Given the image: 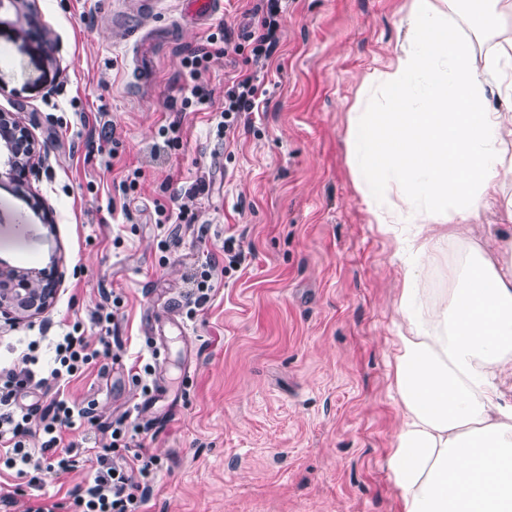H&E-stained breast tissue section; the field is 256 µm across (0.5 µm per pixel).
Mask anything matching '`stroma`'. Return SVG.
<instances>
[{"label":"stroma","instance_id":"35a3bbf8","mask_svg":"<svg viewBox=\"0 0 512 512\" xmlns=\"http://www.w3.org/2000/svg\"><path fill=\"white\" fill-rule=\"evenodd\" d=\"M410 4L288 0L282 70L230 140L218 112L249 51L210 61L200 111L182 105L184 60L221 24L248 28L254 0H221L202 26L183 19L182 0H37L33 25L0 11V112L49 163L24 185L0 173V267L59 279L46 312L0 322V368L42 331L75 324L97 344L93 315L120 299L114 358L59 391L96 401L90 432L103 445L140 396L144 364L177 387L171 420L136 418L162 461L145 512H402L388 469L402 280L355 188L345 132L366 78L394 60ZM510 197L512 179L480 223L439 244L424 303L470 240L506 231ZM229 236L253 251L231 274ZM210 258V299L195 311L188 276Z\"/></svg>","mask_w":512,"mask_h":512}]
</instances>
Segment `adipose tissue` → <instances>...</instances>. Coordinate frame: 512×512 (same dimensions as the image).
Returning <instances> with one entry per match:
<instances>
[{
	"instance_id": "obj_1",
	"label": "adipose tissue",
	"mask_w": 512,
	"mask_h": 512,
	"mask_svg": "<svg viewBox=\"0 0 512 512\" xmlns=\"http://www.w3.org/2000/svg\"><path fill=\"white\" fill-rule=\"evenodd\" d=\"M512 0H412L408 35L348 116L354 183L391 235L403 288L388 468L403 512H512V237L472 243L423 311V260L476 223L512 177V39L478 56ZM504 94L507 111L488 105Z\"/></svg>"
}]
</instances>
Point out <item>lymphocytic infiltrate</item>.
<instances>
[{
    "label": "lymphocytic infiltrate",
    "mask_w": 512,
    "mask_h": 512,
    "mask_svg": "<svg viewBox=\"0 0 512 512\" xmlns=\"http://www.w3.org/2000/svg\"><path fill=\"white\" fill-rule=\"evenodd\" d=\"M251 60L269 62L279 47L277 31L282 19L281 0H260L252 11ZM265 94L263 81L254 71H239L224 91L220 116L225 132H234L241 123L250 122ZM38 341H30L19 363L0 370V448L5 457L0 462L25 478L34 493L27 512H142L146 496L139 486L150 485L161 461L150 454L138 440L134 427L118 419L110 442L102 453H90L79 442H64L65 431L91 421L93 406H78L55 397L47 405L23 404L20 391L46 393L53 383L74 376L84 366L98 363L111 354L110 344L94 347L83 336L69 330L53 337V366L39 368ZM40 437L39 447H30L33 437ZM95 462L93 475L79 485L71 501H55L41 490L47 480L78 470Z\"/></svg>",
    "instance_id": "f902f5d3"
}]
</instances>
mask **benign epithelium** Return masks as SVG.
Listing matches in <instances>:
<instances>
[{"mask_svg":"<svg viewBox=\"0 0 512 512\" xmlns=\"http://www.w3.org/2000/svg\"><path fill=\"white\" fill-rule=\"evenodd\" d=\"M46 165L35 157L26 127L11 112H0V169L23 180ZM55 276L40 271L0 269V319L15 322L38 316L55 297Z\"/></svg>","mask_w":512,"mask_h":512,"instance_id":"7a95c632","label":"benign epithelium"}]
</instances>
